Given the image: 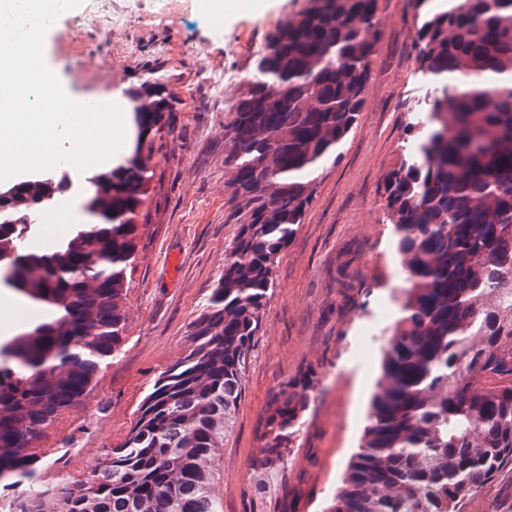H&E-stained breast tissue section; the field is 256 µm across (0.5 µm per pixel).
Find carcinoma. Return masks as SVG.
I'll return each mask as SVG.
<instances>
[{
  "instance_id": "obj_1",
  "label": "carcinoma",
  "mask_w": 512,
  "mask_h": 512,
  "mask_svg": "<svg viewBox=\"0 0 512 512\" xmlns=\"http://www.w3.org/2000/svg\"><path fill=\"white\" fill-rule=\"evenodd\" d=\"M425 119L384 183L402 284L360 451L329 512H465L512 473V0H415ZM378 0H308L258 50L224 126L240 228L194 321L188 353L154 383L125 442L76 485H28L17 512H220L215 461L279 254L311 205L312 175L353 130L377 54ZM151 72L131 91L145 129L174 111ZM148 166L135 150L89 177L77 224L46 251L24 244L33 211L72 191L70 173L0 190V288L48 315L0 342V482L33 477L36 442L83 402L120 352L118 299L134 260ZM311 387L270 398L263 470L280 458Z\"/></svg>"
}]
</instances>
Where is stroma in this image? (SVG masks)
Segmentation results:
<instances>
[{"mask_svg": "<svg viewBox=\"0 0 512 512\" xmlns=\"http://www.w3.org/2000/svg\"><path fill=\"white\" fill-rule=\"evenodd\" d=\"M306 0H268L262 14L236 8L215 33L202 0L164 21L143 16L125 33L126 54L83 25L82 8L62 15L44 43V59L75 97L128 92L148 72L167 76L175 104L158 130L141 135L128 113L125 148L138 138L151 178L139 210L134 260L120 307L125 327L119 354L102 365L90 395L64 411L35 443L47 459L38 480H84L121 445L154 382L186 354L190 328L224 272V254L239 231L235 171L224 135L231 107L245 90L257 49ZM377 55L358 123L338 157L317 172L305 219L280 253L275 288L244 368V393L232 433L216 463L214 491L223 512H328L362 443L382 354L367 361L354 350L362 324L391 301L399 267L395 230L383 201L387 175L410 151V107L425 92L413 38L415 0H378ZM221 65L238 80L215 95L202 72ZM313 388L281 460L257 476L259 438L270 392L286 380Z\"/></svg>", "mask_w": 512, "mask_h": 512, "instance_id": "stroma-1", "label": "stroma"}]
</instances>
